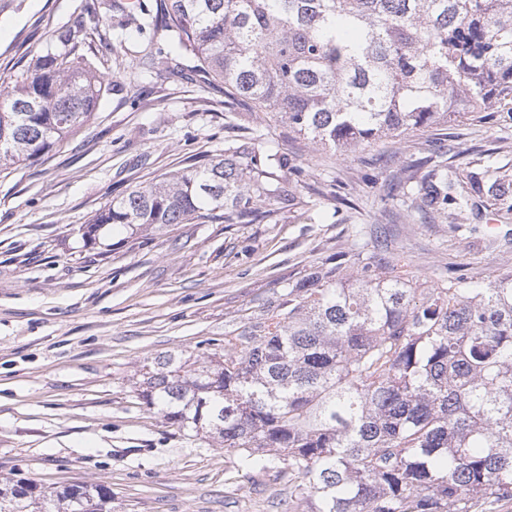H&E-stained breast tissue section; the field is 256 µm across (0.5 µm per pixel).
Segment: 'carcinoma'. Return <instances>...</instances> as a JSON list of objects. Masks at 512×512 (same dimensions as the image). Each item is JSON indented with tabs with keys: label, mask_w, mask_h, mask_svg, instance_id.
I'll use <instances>...</instances> for the list:
<instances>
[{
	"label": "carcinoma",
	"mask_w": 512,
	"mask_h": 512,
	"mask_svg": "<svg viewBox=\"0 0 512 512\" xmlns=\"http://www.w3.org/2000/svg\"><path fill=\"white\" fill-rule=\"evenodd\" d=\"M166 47L144 74L199 70L316 149L344 155L452 118L487 120L512 100V0H161ZM58 33L21 77L0 83V168L39 157L96 109L104 79ZM302 171L262 133L141 184L96 213L136 235L173 224H253L294 205ZM411 206L441 212L489 196L512 214V174L403 181ZM325 262L224 329V353H165L144 366L151 409L224 441L239 478L288 470V512H472L512 500V273L418 282L410 262ZM56 512H111L103 485L56 494ZM0 512H47L24 478L0 483Z\"/></svg>",
	"instance_id": "obj_1"
}]
</instances>
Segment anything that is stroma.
<instances>
[{
  "instance_id": "1",
  "label": "stroma",
  "mask_w": 512,
  "mask_h": 512,
  "mask_svg": "<svg viewBox=\"0 0 512 512\" xmlns=\"http://www.w3.org/2000/svg\"><path fill=\"white\" fill-rule=\"evenodd\" d=\"M116 3L0 0V80L25 72L61 28L93 14L107 21L76 50L105 80L91 120L38 161L0 168V478H29L48 496L102 484L112 512H288L287 477L240 480L222 442L142 403L144 365L170 351L223 352L225 324L256 299L379 235L422 281L511 271L512 218L490 199L432 218L390 188L439 163L460 175L511 167L512 101L483 122L457 119L335 156L269 115L225 111L223 85L200 73L140 80V52L163 37L139 31ZM256 126L303 172L292 211L257 224L84 236L112 198Z\"/></svg>"
}]
</instances>
